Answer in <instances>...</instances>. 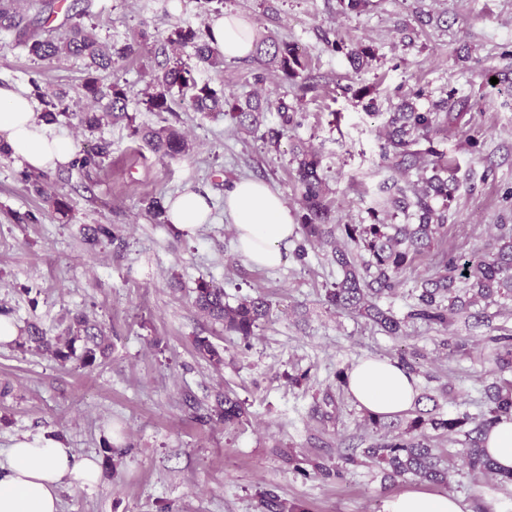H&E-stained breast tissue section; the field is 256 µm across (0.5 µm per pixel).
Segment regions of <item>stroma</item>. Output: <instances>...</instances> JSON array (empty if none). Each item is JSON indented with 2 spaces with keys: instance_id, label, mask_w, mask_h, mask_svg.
I'll use <instances>...</instances> for the list:
<instances>
[{
  "instance_id": "1",
  "label": "stroma",
  "mask_w": 512,
  "mask_h": 512,
  "mask_svg": "<svg viewBox=\"0 0 512 512\" xmlns=\"http://www.w3.org/2000/svg\"><path fill=\"white\" fill-rule=\"evenodd\" d=\"M224 9L245 15L254 34L273 33L304 54L306 70L288 82L269 71L255 84L249 56L195 73L225 92L255 89L288 104L298 123L279 148L220 114L178 104L161 114L146 109L151 78L171 50L168 35L210 19L197 0H92L100 41L116 50L142 46L112 68L130 121L106 119L93 133L79 122L91 107L78 93L85 59L39 61L0 34L1 86L59 93L68 114L58 126L79 149L101 138L112 144L102 166L70 163L38 188L22 179L17 159L0 155V313L19 326L17 339L0 346V450L22 437L55 438L98 458L99 483L63 487L60 512H260L268 490L306 512H383L391 495L421 484L345 463L372 429L338 373L364 357L415 353L417 391L434 396L447 417L480 415L499 378L492 339L512 336V299L476 306L445 334L407 321L403 335H386L325 304L340 275L329 249L308 247L301 260L287 253L274 269L249 263L224 217V193L239 179L260 180L299 214L291 160L296 147H310L327 176L333 223H370L384 181L418 180L417 171L382 162L390 112L404 103L426 112L448 100L462 118L436 143L457 168L447 233L404 272L396 294L379 301L405 318L436 259L485 247L497 225H512V0H370L358 14L340 0H224ZM337 43L343 51H334ZM359 43L372 45L376 58L358 71L344 50ZM168 124L186 133L189 155L159 158L133 134ZM188 187L209 195L214 217L191 238L144 209L146 199ZM101 224L113 238L96 233ZM203 280L223 285L232 304L259 293L270 301L271 317L250 342L194 307ZM78 314L105 336L93 365L57 361L27 341L34 329L64 335ZM199 338L223 354V366L199 357ZM225 390L244 401L248 422L211 418ZM290 451L320 458L334 477L295 471ZM447 490L470 512H512V487L474 477L462 461H454Z\"/></svg>"
}]
</instances>
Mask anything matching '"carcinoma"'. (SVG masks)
I'll use <instances>...</instances> for the list:
<instances>
[{"label":"carcinoma","mask_w":512,"mask_h":512,"mask_svg":"<svg viewBox=\"0 0 512 512\" xmlns=\"http://www.w3.org/2000/svg\"><path fill=\"white\" fill-rule=\"evenodd\" d=\"M67 15L69 34L65 38L42 37L36 31L40 17H31L28 10L34 4L28 0H0V32L14 36L16 45L27 54L41 61H50L61 55L88 59V75L80 94L92 103L106 102V112H86L80 119L81 125L92 132L100 128L104 116L114 121H132L128 112L126 92L117 85L106 81L102 73L112 69V50L87 31L84 18L89 15L88 7H76L80 0H74ZM167 43L173 47L193 48L196 65L207 69L221 70L224 55L208 39L207 29L177 27L169 34ZM254 56L260 72L254 75L255 83L264 81V72L271 69L281 73L285 80L296 79L305 70L303 57L298 47L272 35L255 40ZM353 67L363 68L375 57L372 46L359 44L347 52ZM178 96L182 104L195 112H222L235 126L248 133H260L264 144L277 148L288 134V125L293 116L288 105L280 100L277 110L282 123L259 132L261 117L272 102L258 96L241 97L226 94L208 83H200L194 76V69L175 53L168 58L161 70L154 74L152 92L147 94L146 104L153 112H170V100ZM44 104L42 118L48 122L66 115L67 108L56 94L38 92ZM460 114L454 112H419L414 107L403 105L390 113L386 123L384 158L392 162L397 170H408L431 156V175L424 179V186L415 189L410 186L388 187L376 205L369 208L373 217L371 224H338L329 227V208L326 204L328 184L321 166L320 156L303 147L295 151L294 182L300 195L301 228L303 244L296 249V257L306 255L305 244L317 243L331 248L340 278L326 289L325 303L340 309L357 312L375 323L385 333L398 336L403 331L404 321L382 310L376 300L395 293L400 286L401 274L418 255L430 252L437 237L447 228L448 201L454 191L456 178L449 174L448 160L444 153L434 147L435 138L448 131ZM133 134L144 139L161 156L185 155L189 145L185 136L172 126L142 131L134 129ZM428 143L425 149L421 143ZM111 155V143L101 139L91 148L83 151L77 162L82 167L98 166ZM444 201L442 208L433 206L432 201ZM414 210L415 224H386L380 220L385 214L407 213ZM341 237H336V233ZM364 250L368 257L355 254L349 244ZM195 305L205 314L224 323V331L230 335L248 339L254 335L260 320L269 316L270 303L261 295L240 300L232 306L224 300V288L214 283L203 282L196 289ZM512 298V226L499 225L492 251H471L465 254L450 253L435 266L434 273L422 280L415 288L414 302L407 317L444 330L457 318L479 302L494 298ZM76 330L83 331L85 343L81 354L82 363L91 365L96 360L100 343L96 335L88 331L87 321L81 315L75 318ZM80 338L76 333L64 344H51L46 336L34 333L29 340L52 353L56 360L66 361L75 354V342ZM498 344L495 363L502 377L486 392V411L476 419L463 412L454 418H443L427 414L418 409L405 429L381 417L368 416L375 428V435L369 437L367 446L360 449V455L346 457L351 464L359 463L363 457L379 466L385 478H413L435 486H448V465L434 452L428 430L448 434L463 433L464 448L458 456L468 469L475 474H491L502 484L512 483V473H501L483 449V435L503 415L512 414V380L503 374L512 370V336H497ZM219 419L226 425L243 422L245 410L242 403L226 394L217 401L215 409ZM474 424L464 430L468 424ZM263 512H305L294 502L281 498L273 491L261 495Z\"/></svg>","instance_id":"1"}]
</instances>
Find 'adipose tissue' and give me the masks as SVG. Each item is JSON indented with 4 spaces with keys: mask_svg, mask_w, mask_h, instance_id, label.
<instances>
[{
    "mask_svg": "<svg viewBox=\"0 0 512 512\" xmlns=\"http://www.w3.org/2000/svg\"><path fill=\"white\" fill-rule=\"evenodd\" d=\"M211 40L227 58L253 53L249 24L227 14L210 23ZM35 104L15 86H0V144L31 172L69 165L77 144L64 130L38 120ZM169 222L190 236L209 221L206 196L184 192L168 204ZM224 213L235 226L237 247L251 264L272 268L283 261V250L297 236V226L282 194L268 184L242 179L224 194ZM349 396L362 409L390 416L409 409L417 396L416 380L398 361L366 358L346 373ZM100 479L95 456L80 455L59 441H16L0 457V512H59L63 485L91 487ZM385 512H468L462 497L409 490L391 496Z\"/></svg>",
    "mask_w": 512,
    "mask_h": 512,
    "instance_id": "obj_1",
    "label": "adipose tissue"
}]
</instances>
